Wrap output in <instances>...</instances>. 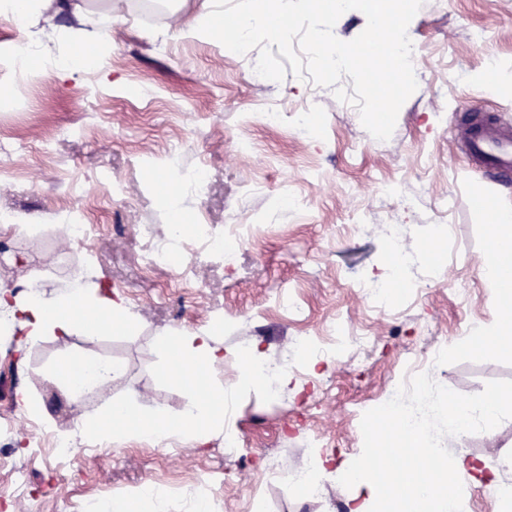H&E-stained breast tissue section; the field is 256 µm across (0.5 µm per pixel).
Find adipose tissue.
Returning a JSON list of instances; mask_svg holds the SVG:
<instances>
[{
  "label": "adipose tissue",
  "instance_id": "obj_1",
  "mask_svg": "<svg viewBox=\"0 0 512 512\" xmlns=\"http://www.w3.org/2000/svg\"><path fill=\"white\" fill-rule=\"evenodd\" d=\"M501 221L491 231L490 258L483 265L481 278L493 297L491 311L494 336L485 351L499 355L512 351V305L501 299L503 279H512V264L503 260L504 252L512 248V212L500 214ZM36 294L25 299L13 297L8 287L0 288V312L9 317L12 327L25 331L29 342H38L42 336L59 333L69 335L78 331L85 336H102L115 332H130L137 326L136 319L125 306L110 297H95L84 289L53 295L41 290L40 279H33ZM160 343L165 350L174 351L176 359L166 372L175 382L190 381L199 371L211 370L224 361V349L218 345L212 329L205 328L186 334L164 335ZM223 385H214L209 396L196 398L179 417L177 433L188 441H199L205 435L223 430ZM130 406L122 401L112 402L93 424L80 432L83 441L103 439L120 440L130 434L127 420ZM374 455H367L361 469L339 470L342 480L355 483L361 489L347 504L348 512H379L383 487L377 480L379 473ZM401 512H458L454 497L440 488L418 483L408 487L400 500Z\"/></svg>",
  "mask_w": 512,
  "mask_h": 512
}]
</instances>
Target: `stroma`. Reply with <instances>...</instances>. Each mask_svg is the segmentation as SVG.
Returning <instances> with one entry per match:
<instances>
[{"label": "stroma", "mask_w": 512, "mask_h": 512, "mask_svg": "<svg viewBox=\"0 0 512 512\" xmlns=\"http://www.w3.org/2000/svg\"><path fill=\"white\" fill-rule=\"evenodd\" d=\"M115 10L126 22L112 36L101 71L59 77L53 70L27 79L8 77L3 51L21 40V30L0 19V79L12 82L0 103V215L35 219L36 234L21 236L0 227V281L24 298L34 273L45 275L46 292L60 294L74 273L96 294L120 297L138 320L132 334L91 339L72 333L26 343L23 333H0V512L20 501L27 512H83L92 501L135 499L147 486L162 490V503H142V512H191L195 496L213 485L212 512H345L355 487L327 483L310 498L288 482L312 451L345 468L363 447L361 419L379 406L405 359L433 346L443 357L434 373L439 384L462 394L480 393L488 382L512 380V354L490 356L458 347L462 323L491 320V298L479 269L486 259L491 214L475 209L474 194L497 208L512 209V186L494 184L467 165L453 129L466 108L477 106L512 126V0H424L408 31L418 52L416 91L401 107L392 136L377 142L357 108L336 99L332 89L286 74L279 82L256 83L254 61L217 41L192 34L158 43L167 19L151 0H74L53 24L37 23L45 57L65 51L64 35L89 30L90 17ZM485 28L489 39L474 46L469 32ZM500 62L504 82L489 87L488 59ZM266 105L306 106L319 132L305 138L255 124L251 115ZM61 125L76 137L43 144ZM184 144L182 167L205 164L211 187L205 196L185 192V220L205 213L209 223L247 224L253 241L237 265L225 268L205 255L195 259L196 278L177 285L167 270L139 264L142 224L165 235L171 222L162 199L167 151ZM119 175L125 193L112 197L104 174ZM264 186L248 197L246 181ZM426 186L417 195L418 186ZM300 208L284 205L285 197ZM81 207L97 231L66 254L57 251L54 227ZM405 227V246L427 243L433 226L447 267L431 276L422 267L403 273L418 284L408 299L373 306L357 282L391 270L381 224ZM469 285L458 298V282ZM289 289L298 314L282 312L276 294ZM345 333L332 336V323ZM213 327L226 359L214 367L213 382L236 389L232 417L242 438L229 452L222 435L202 442L174 437L167 444L120 440L79 445L73 459L54 455L49 432L75 434L112 401L131 403L150 388L156 407L181 412L193 392L166 378L168 357L159 338L167 332ZM372 336L367 347L354 338ZM332 344L323 363L296 349L295 339ZM258 347L263 359L293 357L295 388L238 385V354ZM110 357L124 366L104 395L72 405L52 380L30 385L28 376L62 354ZM28 389L31 410L15 395ZM25 429V443L15 432ZM486 464L512 458V419L493 433L465 435L452 448ZM27 475L23 488L13 468Z\"/></svg>", "instance_id": "1"}]
</instances>
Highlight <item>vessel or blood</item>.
<instances>
[{
    "label": "vessel or blood",
    "instance_id": "1",
    "mask_svg": "<svg viewBox=\"0 0 512 512\" xmlns=\"http://www.w3.org/2000/svg\"><path fill=\"white\" fill-rule=\"evenodd\" d=\"M458 126L467 157L497 183L512 182V127L474 110L464 111Z\"/></svg>",
    "mask_w": 512,
    "mask_h": 512
}]
</instances>
